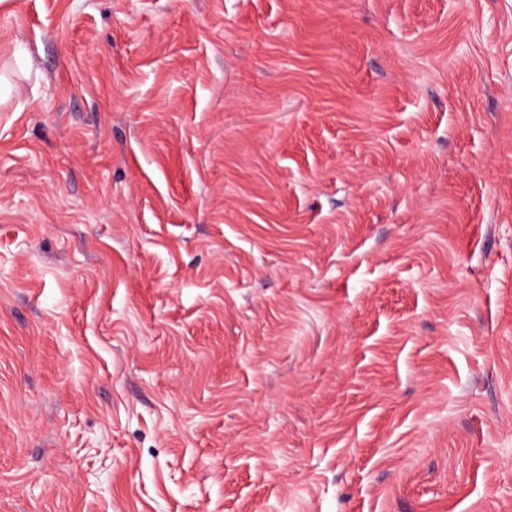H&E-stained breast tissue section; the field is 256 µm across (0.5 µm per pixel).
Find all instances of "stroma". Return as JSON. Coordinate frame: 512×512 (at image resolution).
<instances>
[{"mask_svg": "<svg viewBox=\"0 0 512 512\" xmlns=\"http://www.w3.org/2000/svg\"><path fill=\"white\" fill-rule=\"evenodd\" d=\"M0 512H512V0L0 5Z\"/></svg>", "mask_w": 512, "mask_h": 512, "instance_id": "obj_1", "label": "stroma"}]
</instances>
